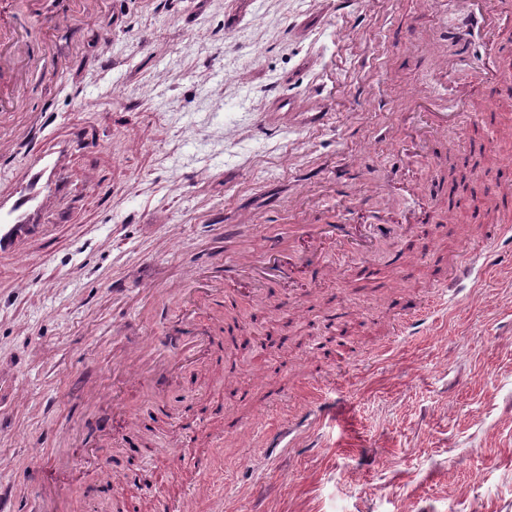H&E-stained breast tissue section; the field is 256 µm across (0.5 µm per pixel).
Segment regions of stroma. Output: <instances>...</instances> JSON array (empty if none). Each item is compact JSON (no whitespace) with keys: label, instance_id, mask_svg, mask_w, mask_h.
Instances as JSON below:
<instances>
[{"label":"stroma","instance_id":"1","mask_svg":"<svg viewBox=\"0 0 512 512\" xmlns=\"http://www.w3.org/2000/svg\"><path fill=\"white\" fill-rule=\"evenodd\" d=\"M338 2L97 0L92 26L53 24L64 0L21 13L33 50L53 29L66 68L41 63L20 125L0 129V189L29 163L30 134L80 128L94 142L67 162L65 217L48 218L24 264L0 260V377L27 388L0 419V481L26 499L48 512H168L207 483L222 512H512V239L489 209L512 180V33L491 61L483 34L448 28L461 0ZM337 27L350 46L337 119L310 135L294 115L332 70ZM490 64L496 84L461 109L457 86ZM410 89L460 116L422 157ZM451 174L470 191L428 199ZM93 175L106 198L88 194ZM303 210L315 224H415L373 262L330 250L327 274L305 263L272 302L204 318L213 358L153 412L152 384L112 371L113 347L179 313L141 282L184 286L220 223L237 225L234 251ZM491 240L482 282H449ZM419 306L427 323L403 333ZM89 385L110 394L100 413L120 442L93 460ZM116 401L138 426L113 415ZM27 443L44 456L27 460Z\"/></svg>","mask_w":512,"mask_h":512}]
</instances>
